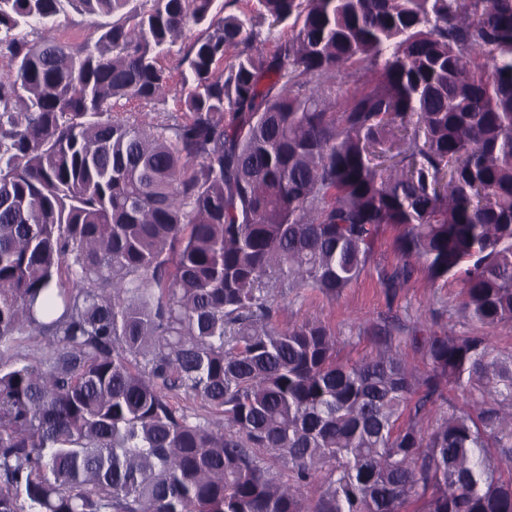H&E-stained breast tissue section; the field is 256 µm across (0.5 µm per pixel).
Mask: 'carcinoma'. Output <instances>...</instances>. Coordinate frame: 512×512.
<instances>
[{"label":"carcinoma","mask_w":512,"mask_h":512,"mask_svg":"<svg viewBox=\"0 0 512 512\" xmlns=\"http://www.w3.org/2000/svg\"><path fill=\"white\" fill-rule=\"evenodd\" d=\"M256 5L0 0V512H512V0ZM194 31L189 117L120 110ZM389 226L471 329L276 323ZM110 17L93 18L82 15L70 6L57 17L52 34L61 41L80 43L91 41L93 43L99 36L98 25L111 22Z\"/></svg>","instance_id":"1"}]
</instances>
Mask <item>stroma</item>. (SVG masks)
Wrapping results in <instances>:
<instances>
[{
  "label": "stroma",
  "instance_id": "35a3bbf8",
  "mask_svg": "<svg viewBox=\"0 0 512 512\" xmlns=\"http://www.w3.org/2000/svg\"><path fill=\"white\" fill-rule=\"evenodd\" d=\"M99 21L66 8L57 17L53 35L61 41L80 43L96 40ZM398 228L391 227L382 235L375 257L365 266L358 280L341 297L331 299L318 291L286 293L278 297V324L318 321L328 326L338 341L341 360H355L374 350L372 332L375 326L407 327L425 320L436 332L447 328L467 330L459 308L462 302L459 281H430L420 260H412L413 275L408 284L397 292H389L382 283L383 270L401 265L395 249Z\"/></svg>",
  "mask_w": 512,
  "mask_h": 512
}]
</instances>
